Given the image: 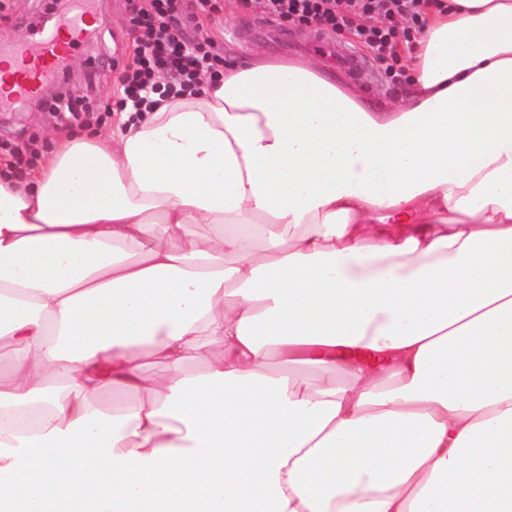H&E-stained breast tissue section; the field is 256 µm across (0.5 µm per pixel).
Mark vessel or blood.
Masks as SVG:
<instances>
[{
	"label": "vessel or blood",
	"instance_id": "obj_1",
	"mask_svg": "<svg viewBox=\"0 0 512 512\" xmlns=\"http://www.w3.org/2000/svg\"><path fill=\"white\" fill-rule=\"evenodd\" d=\"M65 8L46 20L43 29L24 50L13 53L9 70L0 69V81L9 83L10 98L24 101L38 96L46 80L60 73L76 47L98 34L103 26L92 9L93 0H63Z\"/></svg>",
	"mask_w": 512,
	"mask_h": 512
}]
</instances>
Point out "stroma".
Instances as JSON below:
<instances>
[{"instance_id": "35a3bbf8", "label": "stroma", "mask_w": 512, "mask_h": 512, "mask_svg": "<svg viewBox=\"0 0 512 512\" xmlns=\"http://www.w3.org/2000/svg\"><path fill=\"white\" fill-rule=\"evenodd\" d=\"M210 16H198L196 41H213L219 47L216 68L244 60L246 51L261 52L272 59L305 57L325 72L336 75L362 88L365 95L377 102L392 100L396 87L386 83L382 71L373 61H366L358 70L337 66L333 53L336 47L348 45V35L326 37L322 48H314L313 27L281 21H263L256 13L242 7L239 0H213ZM95 7L105 22L109 37L92 39L82 45L79 53L65 67L63 75L50 78L41 98L0 107V173H5L11 155L23 159L22 171L38 166L50 147L52 134L78 132L85 136L111 130L113 114L104 112L105 104H114L123 97L121 68L111 65L113 41L121 39L124 66L132 65L136 33L132 27L129 0H95ZM57 0H0V52L27 42L35 29L39 12L47 16L57 13ZM89 95L92 109L102 110V120L86 124L63 120L53 110V103L73 95Z\"/></svg>"}]
</instances>
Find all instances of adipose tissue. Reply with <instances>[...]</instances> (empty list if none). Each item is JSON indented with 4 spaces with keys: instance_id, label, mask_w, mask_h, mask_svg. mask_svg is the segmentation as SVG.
Returning a JSON list of instances; mask_svg holds the SVG:
<instances>
[{
    "instance_id": "obj_1",
    "label": "adipose tissue",
    "mask_w": 512,
    "mask_h": 512,
    "mask_svg": "<svg viewBox=\"0 0 512 512\" xmlns=\"http://www.w3.org/2000/svg\"><path fill=\"white\" fill-rule=\"evenodd\" d=\"M405 61L255 53L0 180V512H512V0Z\"/></svg>"
}]
</instances>
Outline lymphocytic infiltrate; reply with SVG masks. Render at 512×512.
I'll list each match as a JSON object with an SVG mask.
<instances>
[{
    "label": "lymphocytic infiltrate",
    "instance_id": "obj_1",
    "mask_svg": "<svg viewBox=\"0 0 512 512\" xmlns=\"http://www.w3.org/2000/svg\"><path fill=\"white\" fill-rule=\"evenodd\" d=\"M431 0H242L256 14L315 24L324 34L349 32L366 48L389 84L401 83L396 47L413 41ZM212 0H139L132 20L140 30L138 67L123 81L136 111L154 110L158 98L219 84L212 51L189 44L179 25L183 16L212 12Z\"/></svg>",
    "mask_w": 512,
    "mask_h": 512
}]
</instances>
